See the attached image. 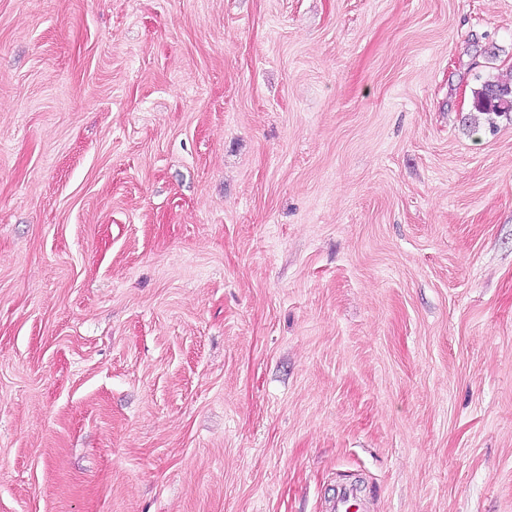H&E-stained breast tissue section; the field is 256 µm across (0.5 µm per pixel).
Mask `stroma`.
<instances>
[{"mask_svg": "<svg viewBox=\"0 0 512 512\" xmlns=\"http://www.w3.org/2000/svg\"><path fill=\"white\" fill-rule=\"evenodd\" d=\"M512 0H0V512H512ZM492 92H497V95L492 96ZM474 109L495 114L512 112V83L493 77L485 79L475 91ZM360 491L355 485H346L338 489L327 512H357ZM360 512V511H358Z\"/></svg>", "mask_w": 512, "mask_h": 512, "instance_id": "obj_1", "label": "stroma"}]
</instances>
